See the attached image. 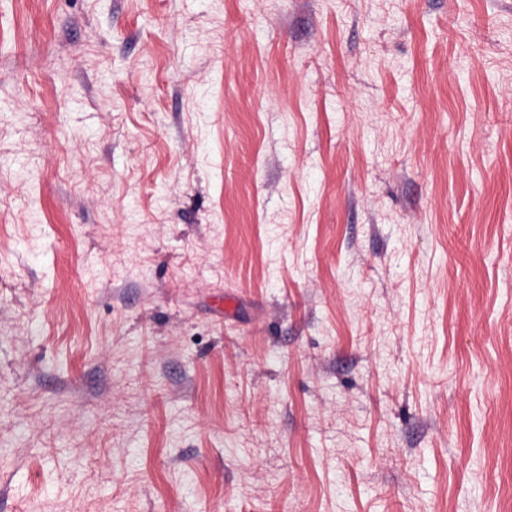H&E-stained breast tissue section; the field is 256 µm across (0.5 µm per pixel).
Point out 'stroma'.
<instances>
[{"instance_id":"1","label":"stroma","mask_w":512,"mask_h":512,"mask_svg":"<svg viewBox=\"0 0 512 512\" xmlns=\"http://www.w3.org/2000/svg\"><path fill=\"white\" fill-rule=\"evenodd\" d=\"M0 512H512V0H0Z\"/></svg>"}]
</instances>
